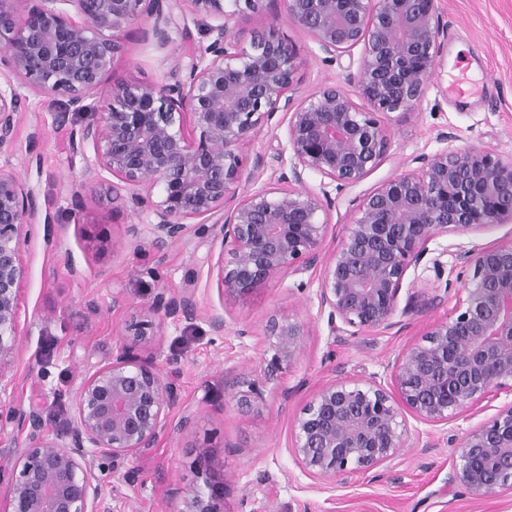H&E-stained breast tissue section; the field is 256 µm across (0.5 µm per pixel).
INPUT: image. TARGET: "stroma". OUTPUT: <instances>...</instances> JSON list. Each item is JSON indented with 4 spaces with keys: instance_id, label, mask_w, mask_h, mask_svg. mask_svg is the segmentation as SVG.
I'll return each instance as SVG.
<instances>
[{
    "instance_id": "stroma-1",
    "label": "stroma",
    "mask_w": 512,
    "mask_h": 512,
    "mask_svg": "<svg viewBox=\"0 0 512 512\" xmlns=\"http://www.w3.org/2000/svg\"><path fill=\"white\" fill-rule=\"evenodd\" d=\"M439 6L447 24L441 74L431 78L413 113L380 115L388 150L362 182L331 191L324 204L326 250L345 236L359 200L415 168L416 158L449 145L512 157V0H439ZM208 23V18L197 17L188 32L173 33L162 49L147 36L151 20L132 23L121 34L122 51L103 77L104 88L168 77L189 49L208 44ZM258 30L295 47L297 99L326 84H343L348 70L358 67L361 48L326 58L309 35L287 20L282 0H263L261 10L243 15L235 28L242 44ZM462 67L480 92L459 101L443 95L441 88ZM18 91L19 140L0 153V166L14 169L29 183L48 221L30 228L22 244L26 277L16 383L13 396L0 408L35 409L43 431L65 433L73 397L85 377L119 353L122 326L143 313L158 289H193L198 306L195 320H165L141 349L178 387L171 421L186 414L191 420L180 431H164L154 447L138 451L107 479L112 512H179L182 499L203 483L196 462L201 447L211 449L212 464L224 476V512H512V495L477 501L448 482L454 459L448 436L484 420L481 412L440 426L409 420L399 456L388 467L345 485L312 480L290 452L294 420L324 382L384 374L388 362L453 308L460 283L447 247L497 244L512 238V224L431 240L427 256L442 257L443 279L410 267L404 285L411 309L396 314L392 328L335 336L320 309L318 275H283L245 298L222 294L209 272L218 232L213 224L199 226L182 243L161 251L148 238L132 240L127 227L142 223V216L113 201L112 177L95 167L92 156L70 150V132L84 122V115L70 114L67 124H59L62 102L24 85ZM285 134V124L276 117L244 147L245 170L236 197L261 188H287L290 163L259 173L253 169L256 156L273 155L284 145ZM213 313L224 316L223 335L209 326ZM280 314L308 327L303 351L283 380L268 385L265 408L243 414L226 385L233 374L257 366L266 347L265 324Z\"/></svg>"
}]
</instances>
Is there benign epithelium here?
Returning a JSON list of instances; mask_svg holds the SVG:
<instances>
[{"mask_svg":"<svg viewBox=\"0 0 512 512\" xmlns=\"http://www.w3.org/2000/svg\"><path fill=\"white\" fill-rule=\"evenodd\" d=\"M185 2L177 16L169 0H0V150L17 140L14 81L64 99L59 123L71 112L89 114L72 131L71 150L92 151L94 165L117 179L115 198L150 217L153 247L183 242L191 220L216 219L219 251L209 270L219 290L236 297L320 266V306L333 333L392 327L405 274L433 238L512 223V158L446 148L368 193L341 244L324 250L327 184L356 185L378 165L389 139L377 114L412 113L439 69L446 28L439 0H283L288 20L322 52L334 57L362 46L345 81L370 112L336 84L296 100L293 45L262 32L238 43L237 18L260 11L262 0ZM196 15L212 20L207 46L187 54L167 81L113 85L98 111L102 78L121 51L119 32L147 17L150 35L164 45ZM279 111L293 187L256 190L227 205L243 178V148ZM311 174L320 177L317 190L307 185ZM39 220L33 189L0 166V396L13 385L26 274L21 237ZM455 266L463 283L458 301L388 365L390 384L375 376L334 379L306 403L291 452L311 479L346 484L390 463L404 446L407 413L445 425L512 394V238L459 246ZM197 314L193 293L159 289L146 318L125 326L121 353L83 381L66 434L41 432L34 410L12 413L11 442L20 452L0 512H109L94 460L116 471L154 447L178 397L177 385L139 347L156 322ZM264 336L261 375L240 373L229 384L244 413L264 403L266 385L300 356L308 330L280 315ZM448 447L456 449L448 480L471 498L512 494V403L463 436L449 435ZM197 457L207 477L179 512H222L224 477L212 469L210 449Z\"/></svg>","mask_w":512,"mask_h":512,"instance_id":"1","label":"benign epithelium"}]
</instances>
